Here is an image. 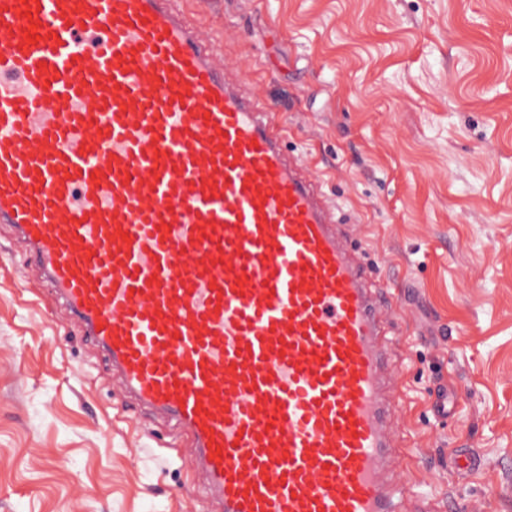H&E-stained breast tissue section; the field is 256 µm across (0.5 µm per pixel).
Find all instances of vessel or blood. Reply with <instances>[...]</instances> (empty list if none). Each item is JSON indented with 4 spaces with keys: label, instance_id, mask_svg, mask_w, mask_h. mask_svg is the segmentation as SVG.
<instances>
[{
    "label": "vessel or blood",
    "instance_id": "vessel-or-blood-1",
    "mask_svg": "<svg viewBox=\"0 0 512 512\" xmlns=\"http://www.w3.org/2000/svg\"><path fill=\"white\" fill-rule=\"evenodd\" d=\"M178 0H0V224L224 512H414L383 285Z\"/></svg>",
    "mask_w": 512,
    "mask_h": 512
}]
</instances>
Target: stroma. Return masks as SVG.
I'll use <instances>...</instances> for the list:
<instances>
[{
  "label": "stroma",
  "mask_w": 512,
  "mask_h": 512,
  "mask_svg": "<svg viewBox=\"0 0 512 512\" xmlns=\"http://www.w3.org/2000/svg\"><path fill=\"white\" fill-rule=\"evenodd\" d=\"M184 6L402 304L401 492L512 512V0ZM32 263L0 224V512H216L190 437L130 403Z\"/></svg>",
  "instance_id": "1"
}]
</instances>
